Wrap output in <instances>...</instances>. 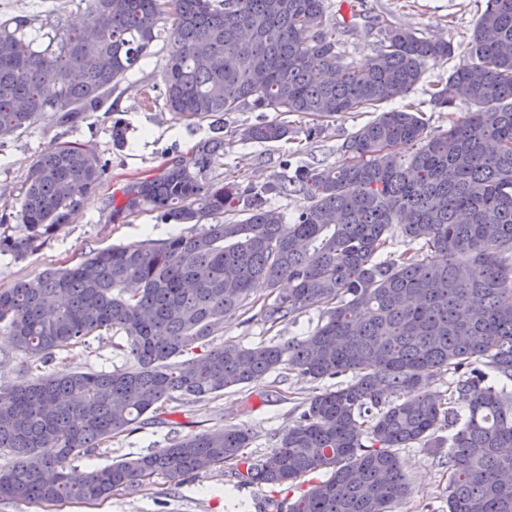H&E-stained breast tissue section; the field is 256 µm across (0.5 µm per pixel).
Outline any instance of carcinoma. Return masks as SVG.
Wrapping results in <instances>:
<instances>
[{
  "instance_id": "1",
  "label": "carcinoma",
  "mask_w": 512,
  "mask_h": 512,
  "mask_svg": "<svg viewBox=\"0 0 512 512\" xmlns=\"http://www.w3.org/2000/svg\"><path fill=\"white\" fill-rule=\"evenodd\" d=\"M91 22L62 15L0 20V141L48 118L73 127L100 111L112 89L171 22L165 106L188 119L244 107L318 119L377 109L420 82L427 58L451 45L390 28L377 52L344 62L328 30L326 0H84ZM39 25L38 34L29 30ZM472 111L428 136L408 105L382 111L343 145L340 168H301L260 186L211 182L224 155L219 129L158 174L127 182L112 220L142 210L200 224L156 246L91 251L0 289V331L12 349L46 362L102 330L125 333L134 364L112 372L57 371L0 393V499L55 504L136 492L157 477L230 464L249 484L283 485L318 470L328 477L276 512H393L410 495L399 449L432 451L440 422L453 424L430 381L457 375L466 401L450 437L448 512H512V0H486L469 58L433 93ZM284 122L240 130L244 142H279ZM108 163L90 144L54 143L30 163L15 234L0 253L38 250L82 208ZM300 192L292 220L271 197ZM419 254L383 256L393 227ZM288 280V292L276 291ZM264 280L278 323L309 308L324 323L280 344L208 346L224 318L247 305ZM193 352L195 356L182 359ZM286 365L315 380L351 374L315 396L279 448L250 463L252 436L229 426L177 437L165 448L86 473L72 464L179 396L199 398L249 385ZM245 465V470L238 466Z\"/></svg>"
}]
</instances>
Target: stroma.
Listing matches in <instances>:
<instances>
[{"instance_id": "35a3bbf8", "label": "stroma", "mask_w": 512, "mask_h": 512, "mask_svg": "<svg viewBox=\"0 0 512 512\" xmlns=\"http://www.w3.org/2000/svg\"><path fill=\"white\" fill-rule=\"evenodd\" d=\"M326 5L336 48L349 63H360L375 54L390 27H405L417 36L450 43L451 56L426 60L421 82L407 96L422 111L427 134L448 130L452 121L464 119L471 111V104L464 100L450 109L436 108L430 93L467 59L485 0H326ZM57 9L62 11L66 25L82 24L86 11L83 0H0V17L42 19ZM170 49L169 37L159 38L131 74L119 82L104 108L91 113L79 127L67 129L45 119L0 142V214L17 213L32 158L53 143L95 145L109 163L107 176L86 198L71 224L25 257L0 254V288L34 278L48 268L75 264L84 252L145 241L158 244L200 232V225L169 224L151 211L119 222L110 217V199L128 180L157 174L166 163L212 134L209 120H187L165 106L163 74ZM374 117L371 111L338 114L326 119L322 137L309 141L304 134L312 122L308 115L249 108L224 114V154L207 177L216 182L235 179L259 185L292 177L300 167L341 166L346 161L342 143ZM118 119L129 126L127 142L121 147L113 146L110 137V127ZM261 121L287 123L294 135L276 143L241 142L239 130ZM268 294L266 283H257L249 304L225 319L223 329L212 336V345L253 346L296 340L323 320L322 311L307 309L280 324H265L258 312ZM131 364L127 337L115 329L57 352L52 362L35 369L0 334V386L5 388L61 369L112 372ZM336 384L333 378L315 380L282 368L253 384L232 386L216 395L175 399L160 411L158 423L141 424L115 435L94 452L76 457L74 464L90 472L128 456L167 447L175 437L226 426L248 428L252 442L247 453L251 459H261L278 448L282 434L299 419L310 399ZM400 455L411 493L393 512H448L446 453L435 455L416 446L402 449ZM317 479L313 473L283 486L243 485L230 468L218 465L177 483L156 478L138 493L117 491L96 503L38 505L0 500V512H275L274 502L296 499Z\"/></svg>"}]
</instances>
